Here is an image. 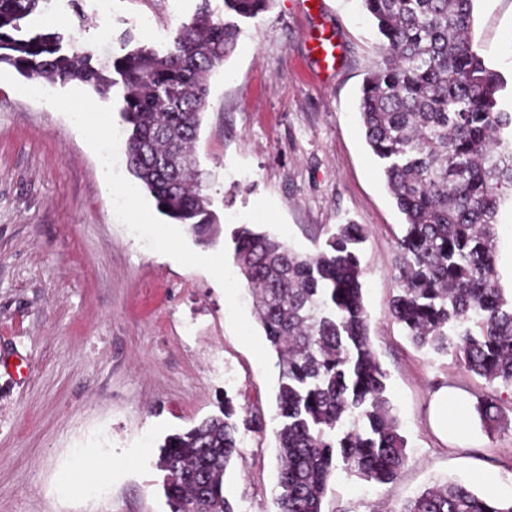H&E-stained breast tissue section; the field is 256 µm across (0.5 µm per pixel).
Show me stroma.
<instances>
[{
	"label": "stroma",
	"mask_w": 512,
	"mask_h": 512,
	"mask_svg": "<svg viewBox=\"0 0 512 512\" xmlns=\"http://www.w3.org/2000/svg\"><path fill=\"white\" fill-rule=\"evenodd\" d=\"M199 4L112 0L99 18L95 0H58L41 21L99 56L162 52ZM243 28L209 76L196 142L221 222L213 245L161 214L129 172L122 85L106 98L76 82L32 96L0 67V512H170L159 444L227 399L258 422L238 433L224 493L235 512H277L278 358L234 263L242 224L302 253L340 224L365 233L369 336L407 460L389 486L337 472L324 512H402L451 481L482 495L485 475L512 497V398L493 432L441 439L429 418L437 388L488 386L453 354L415 345L390 314L404 218L360 124L359 89L380 60L360 0H273ZM472 34L512 104V0H475ZM321 39L336 47L333 70ZM100 478L110 494L87 496Z\"/></svg>",
	"instance_id": "obj_1"
}]
</instances>
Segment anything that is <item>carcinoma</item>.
I'll return each mask as SVG.
<instances>
[{
  "mask_svg": "<svg viewBox=\"0 0 512 512\" xmlns=\"http://www.w3.org/2000/svg\"><path fill=\"white\" fill-rule=\"evenodd\" d=\"M43 0H0V64L30 80L86 84L107 97L124 84L127 164L158 210L212 239L217 217L198 178L194 145L207 76L235 50L241 19L272 0H224V19L203 5L161 54L137 47L104 63L61 51L63 36L17 38ZM380 36L381 61L364 79L359 114L366 142L405 216L397 239L392 317L420 347L453 351L489 386L512 389V299L500 284L495 226L512 190V113L503 76L471 37L475 0H362ZM358 224H339L316 253L240 227L233 257L255 295V315L278 355V512H323L336 470L395 483L406 439L386 396L363 302ZM482 426L500 420L492 394L477 397ZM231 402L168 436L159 466L171 512H234L224 474L238 448ZM403 512H512L451 482L428 488Z\"/></svg>",
  "mask_w": 512,
  "mask_h": 512,
  "instance_id": "1",
  "label": "carcinoma"
}]
</instances>
